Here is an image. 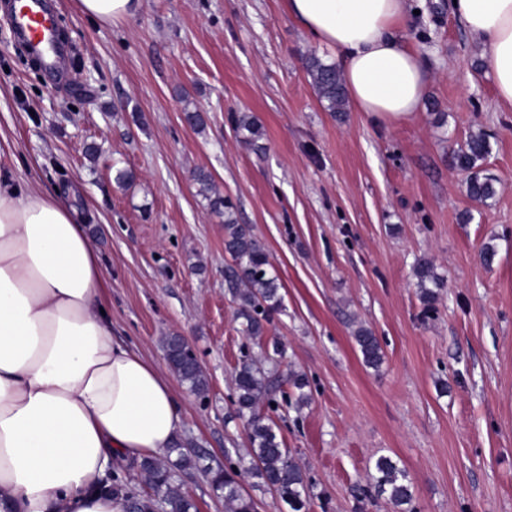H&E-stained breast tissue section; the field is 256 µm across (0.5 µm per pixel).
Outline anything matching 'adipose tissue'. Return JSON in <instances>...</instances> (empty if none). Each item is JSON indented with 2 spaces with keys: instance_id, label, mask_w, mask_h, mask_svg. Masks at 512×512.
<instances>
[{
  "instance_id": "1",
  "label": "adipose tissue",
  "mask_w": 512,
  "mask_h": 512,
  "mask_svg": "<svg viewBox=\"0 0 512 512\" xmlns=\"http://www.w3.org/2000/svg\"><path fill=\"white\" fill-rule=\"evenodd\" d=\"M142 0H77L100 24ZM332 52L347 100L394 124L422 108L430 74L399 34L408 0H287ZM481 46L497 106L512 109V0H452ZM0 174V512H125L114 469L170 448L184 425L168 378L112 338L105 272L75 204Z\"/></svg>"
}]
</instances>
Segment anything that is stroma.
I'll return each mask as SVG.
<instances>
[{"label": "stroma", "instance_id": "35a3bbf8", "mask_svg": "<svg viewBox=\"0 0 512 512\" xmlns=\"http://www.w3.org/2000/svg\"><path fill=\"white\" fill-rule=\"evenodd\" d=\"M402 35L431 73L411 119L384 124L319 101L304 66L331 60L287 0H143L103 26L54 0L77 54L50 81L14 42L0 8V164L19 182L78 189L112 309V337L169 374L163 340L183 336L208 386L171 376L179 440L209 462L244 453L233 375L280 345L309 400L272 419L311 485L308 512H391L371 491L379 456L414 482L417 512H512V110L497 108L479 46L448 0H411ZM205 113L197 131L185 111ZM262 127L260 148L230 117ZM483 130L497 195L468 197L453 149ZM96 144L97 158L85 153ZM134 172L126 188L117 169ZM269 254L283 309L261 343L243 336L224 285V220L197 169ZM495 245L492 265L480 249ZM447 280L424 314L413 266ZM378 336L365 367L357 325ZM353 338L364 365L377 369L383 361V351L379 338L374 335L370 328L363 325L354 330Z\"/></svg>", "mask_w": 512, "mask_h": 512}]
</instances>
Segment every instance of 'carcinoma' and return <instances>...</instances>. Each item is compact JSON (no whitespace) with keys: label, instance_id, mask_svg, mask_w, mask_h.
Instances as JSON below:
<instances>
[{"label":"carcinoma","instance_id":"carcinoma-1","mask_svg":"<svg viewBox=\"0 0 512 512\" xmlns=\"http://www.w3.org/2000/svg\"><path fill=\"white\" fill-rule=\"evenodd\" d=\"M305 68L313 88L325 108L336 114L346 111L347 96L343 78L332 63H326L312 54L305 59ZM231 121L242 134L243 142L255 146L262 137L256 119L247 114H235ZM489 134L478 131L469 135L465 146L453 151L452 164L467 173L468 196L485 204L494 198V180L483 174L482 162L489 154ZM194 180L198 193L208 201L212 213L224 217V247L231 262L224 268V282L238 303L237 316L241 332L250 340L260 342L266 332L270 316L282 309L280 284L270 272L267 252L246 224L236 223L232 205L215 189L211 175L196 172ZM416 288L425 311L435 310L439 291L445 287L444 277L434 263L426 258L417 260L413 267ZM355 344L365 366L378 368L383 361L379 338L363 325L353 332ZM166 359L171 370L190 390L201 393L207 380L195 356L183 346L180 337L169 336L164 342ZM298 391L307 386L306 377L291 372L282 378L278 369H267L264 361L244 356L234 374V414L245 420L247 426V456L216 468L205 464L201 451L181 447L175 442L166 455L147 457L139 464L152 490L148 496L131 491L127 512H198L195 502L185 496L173 474L178 471L200 469L209 476L213 490L224 497L230 512H258L256 501L243 493L242 481L247 475L273 490L291 512H304L310 497L309 484L302 469L275 429L268 411L288 401L283 383ZM375 492L386 498L396 512H414V485L407 470L389 456H380L372 474Z\"/></svg>","mask_w":512,"mask_h":512}]
</instances>
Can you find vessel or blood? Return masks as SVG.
Listing matches in <instances>:
<instances>
[{
    "label": "vessel or blood",
    "mask_w": 512,
    "mask_h": 512,
    "mask_svg": "<svg viewBox=\"0 0 512 512\" xmlns=\"http://www.w3.org/2000/svg\"><path fill=\"white\" fill-rule=\"evenodd\" d=\"M17 40L48 71L59 68L61 51L45 0H15L11 14Z\"/></svg>",
    "instance_id": "b4317fda"
}]
</instances>
